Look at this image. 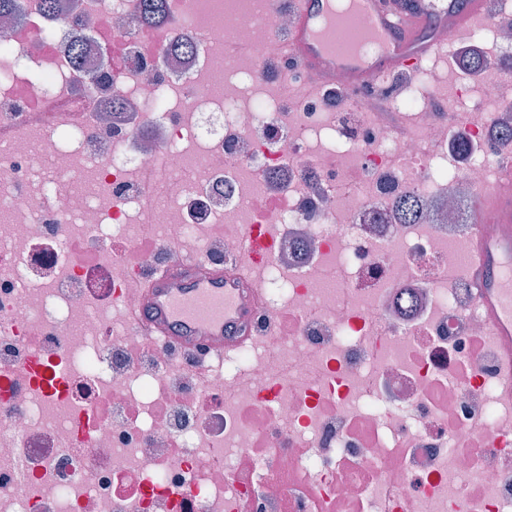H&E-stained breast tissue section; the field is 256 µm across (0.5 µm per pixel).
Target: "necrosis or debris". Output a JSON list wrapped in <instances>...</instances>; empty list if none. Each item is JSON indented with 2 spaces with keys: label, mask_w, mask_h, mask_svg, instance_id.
Returning <instances> with one entry per match:
<instances>
[{
  "label": "necrosis or debris",
  "mask_w": 512,
  "mask_h": 512,
  "mask_svg": "<svg viewBox=\"0 0 512 512\" xmlns=\"http://www.w3.org/2000/svg\"><path fill=\"white\" fill-rule=\"evenodd\" d=\"M166 14L17 0L0 29V512H512V406L460 276L512 101L433 71L402 99L383 83L415 112L399 137L295 98L298 71L266 78L291 24L273 0ZM231 35L253 53L225 58ZM408 195L432 218L400 223ZM255 224L257 320L288 326L196 380L124 321L126 278L233 258ZM39 361L56 394L26 378Z\"/></svg>",
  "instance_id": "4bbe7bcc"
}]
</instances>
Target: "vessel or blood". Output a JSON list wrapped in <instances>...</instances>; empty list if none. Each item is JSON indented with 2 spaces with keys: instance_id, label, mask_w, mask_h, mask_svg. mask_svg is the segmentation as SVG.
<instances>
[{
  "instance_id": "b4317fda",
  "label": "vessel or blood",
  "mask_w": 512,
  "mask_h": 512,
  "mask_svg": "<svg viewBox=\"0 0 512 512\" xmlns=\"http://www.w3.org/2000/svg\"><path fill=\"white\" fill-rule=\"evenodd\" d=\"M292 17L285 33L272 34L264 56L271 74L299 69L297 97L327 91L343 81L346 97L400 82L424 71L446 46L470 39L500 12L499 0H278ZM354 30L353 43L337 49V26ZM464 266L470 292L495 339L498 397L512 404V165L500 166L491 187L477 198ZM268 246L255 225L245 251L223 264L196 258L165 263L128 279L137 305L125 317L146 343L169 345L198 356L194 370L206 378L209 357H229L257 340L255 318L263 302L257 270Z\"/></svg>"
}]
</instances>
